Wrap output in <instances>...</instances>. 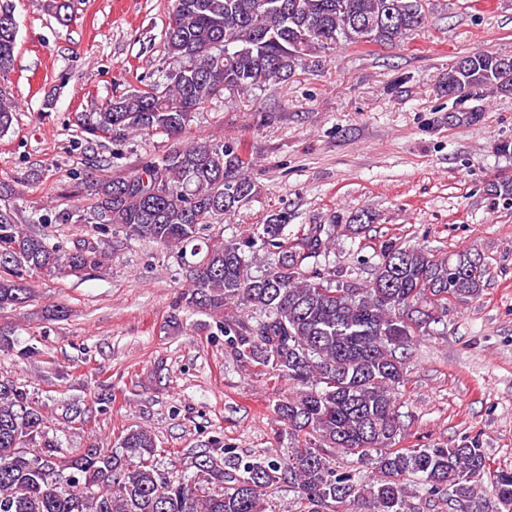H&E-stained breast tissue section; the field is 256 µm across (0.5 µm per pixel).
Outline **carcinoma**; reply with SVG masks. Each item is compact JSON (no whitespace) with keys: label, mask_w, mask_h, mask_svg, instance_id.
<instances>
[{"label":"carcinoma","mask_w":512,"mask_h":512,"mask_svg":"<svg viewBox=\"0 0 512 512\" xmlns=\"http://www.w3.org/2000/svg\"><path fill=\"white\" fill-rule=\"evenodd\" d=\"M429 0H175L163 33L168 69L162 85L133 89L85 115L80 129L94 138L164 133L177 140L192 112L222 89L278 84L296 67L338 45H394L421 29ZM18 25L0 6V75L13 69ZM512 94V57L466 55L448 67L438 89L463 98L477 89ZM15 104L0 84V134L12 126ZM241 147L230 142L178 144L158 162L125 177L98 179L92 205L59 215L64 224L118 225L131 240L178 250L196 312L227 306L259 313L254 325L224 321L238 354L299 387L276 413L289 437L303 438L288 457L243 459L217 451L192 457L194 477H168L154 464L151 431L131 429L112 448L70 453L45 430L25 390L0 384V512H267V489L286 480L300 512H410L404 480L425 493L448 492V508H463L489 491L500 512H512V469H491L484 449L460 446L399 448L396 397L408 351L448 305L477 299L487 268L477 253L438 257L387 242L365 283L340 275H311L304 260L328 250L336 216L293 240L287 217L273 213L262 239L278 261L260 277L248 274V241L209 238L199 230L236 212L255 185ZM493 200H512V178L486 186ZM376 217L361 211L345 225L359 235ZM111 255L92 244L72 250L0 210V308L31 297L29 272L78 275L103 268ZM353 457L371 468L364 480L336 466Z\"/></svg>","instance_id":"cac0c4a2"}]
</instances>
